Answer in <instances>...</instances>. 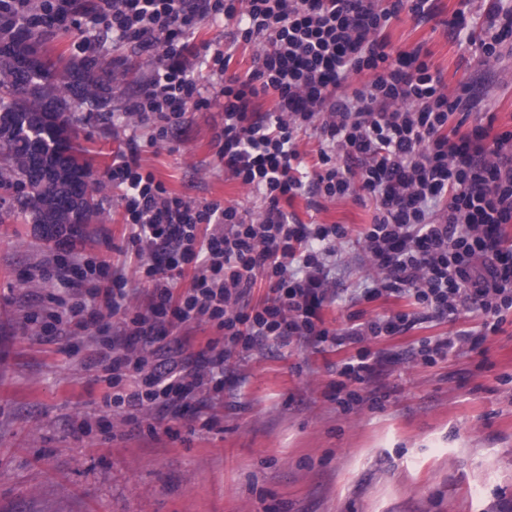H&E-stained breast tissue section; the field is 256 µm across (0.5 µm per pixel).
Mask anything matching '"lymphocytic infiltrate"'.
Listing matches in <instances>:
<instances>
[{"mask_svg": "<svg viewBox=\"0 0 512 512\" xmlns=\"http://www.w3.org/2000/svg\"><path fill=\"white\" fill-rule=\"evenodd\" d=\"M405 9L422 22L432 17L431 0H94L92 32L154 55L147 86L127 102L124 117L152 120L158 145L188 110L221 105L224 168L263 202L248 221L236 206L171 194L142 173L139 144L128 137L108 179L123 191L129 252L151 284L149 309L133 302L124 276L101 285L109 262L87 260L76 268L87 284L82 297L53 296L44 321L47 332L68 335L120 319L123 336L100 347L112 372L104 408L124 411L138 425L154 413H179L199 393L223 391L226 351L299 338L319 351L355 347L339 369V404L347 411L375 373L368 341L406 332L422 317L472 311L483 315L484 330H498L512 310L505 231L512 223V132L492 138L480 124L465 134L451 125L463 99L449 97L420 49L387 50L384 31ZM220 18L235 24L232 43L259 51L242 75L228 74L229 54H213L222 80L211 91L194 73L189 39L199 22ZM356 76L360 86L344 93ZM262 96L273 98L272 109L261 110ZM307 131L320 142L310 166L297 149ZM304 191L331 199L362 191L376 200L361 240L379 274L364 296L411 300L422 316L398 312L326 327L329 263L348 232L340 224L301 223L283 209ZM188 265L193 286L177 292ZM260 282L272 295L250 304ZM202 322L223 328L224 349L199 355L190 368L174 363L148 372L133 354L136 345Z\"/></svg>", "mask_w": 512, "mask_h": 512, "instance_id": "1", "label": "lymphocytic infiltrate"}]
</instances>
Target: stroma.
<instances>
[{
  "label": "stroma",
  "mask_w": 512,
  "mask_h": 512,
  "mask_svg": "<svg viewBox=\"0 0 512 512\" xmlns=\"http://www.w3.org/2000/svg\"><path fill=\"white\" fill-rule=\"evenodd\" d=\"M493 0H433V16L417 22L402 11L385 31L393 50L422 46L448 92L472 105L464 123L491 119V135L512 131V36L499 59L484 60L479 43ZM466 12V40L452 21ZM71 24L55 30L51 55L79 61L95 56L124 72L112 102L72 108L93 172L105 178L129 136L142 148L143 171L168 192L194 203L235 205L245 219L263 207L259 196L231 178L219 158L221 107L189 111L167 143L152 147L151 121L112 124L129 97L146 87L148 55L103 35L77 49ZM303 223L348 228L331 271L339 299L321 310L329 327L348 315L360 320L412 312L407 300L381 296L352 301L378 270L358 238L372 223L368 198H324L310 206L296 196L287 206ZM116 190H106L102 214L82 238L61 248L42 240L34 225L0 224V512H512V312L498 332L463 346L434 364L412 353L422 338L482 329L479 313L427 320L367 347L378 374L353 410L336 402V366L345 351H316L303 342H269L246 358L230 357L224 396L209 400L213 427L193 411L166 416L154 431L125 413H102L105 366L90 332L70 337L43 332L36 314L60 289L58 262L106 259L124 274L134 300L144 303L147 282L124 256L129 227ZM29 287H20V279ZM181 343L149 355L152 363L181 362L223 341L211 324L179 328Z\"/></svg>",
  "instance_id": "obj_1"
}]
</instances>
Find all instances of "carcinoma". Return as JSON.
I'll return each mask as SVG.
<instances>
[{
	"mask_svg": "<svg viewBox=\"0 0 512 512\" xmlns=\"http://www.w3.org/2000/svg\"><path fill=\"white\" fill-rule=\"evenodd\" d=\"M25 43L39 54L30 70L20 66ZM45 43L43 27L25 17L0 20V188H15L18 217L42 225L44 240L55 241L65 225L99 217V196L107 189L74 144L71 105L107 106L120 76L93 58L79 64L54 60Z\"/></svg>",
	"mask_w": 512,
	"mask_h": 512,
	"instance_id": "obj_1",
	"label": "carcinoma"
}]
</instances>
